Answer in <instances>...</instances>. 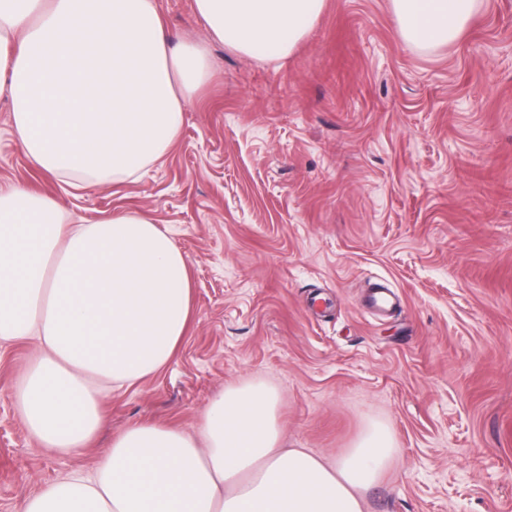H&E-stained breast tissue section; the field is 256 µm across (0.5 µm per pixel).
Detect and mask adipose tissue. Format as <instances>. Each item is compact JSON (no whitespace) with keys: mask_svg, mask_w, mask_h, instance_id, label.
I'll return each mask as SVG.
<instances>
[{"mask_svg":"<svg viewBox=\"0 0 512 512\" xmlns=\"http://www.w3.org/2000/svg\"><path fill=\"white\" fill-rule=\"evenodd\" d=\"M209 34L263 60L290 55L325 0H194ZM402 36L459 38L480 0H392ZM209 78L202 46L173 42L157 0H0V92L30 164L90 189L142 178L176 143ZM54 197L0 186V345L35 344L19 393L39 445L85 448L106 426L105 385L133 384L173 357L194 314L187 260L144 211L69 227ZM397 454L369 426L327 464L282 443L277 393L231 387L197 429L135 423L92 476H69L19 512H362L361 490Z\"/></svg>","mask_w":512,"mask_h":512,"instance_id":"obj_1","label":"adipose tissue"}]
</instances>
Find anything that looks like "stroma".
<instances>
[{
	"mask_svg": "<svg viewBox=\"0 0 512 512\" xmlns=\"http://www.w3.org/2000/svg\"><path fill=\"white\" fill-rule=\"evenodd\" d=\"M210 77L177 143L138 181L93 190L36 171L0 95V185L71 222L139 208L185 255L194 318L174 359L106 399L107 427L62 455L16 392L31 345L0 347V512L114 435L194 430L224 388L279 395L285 442L334 459L373 424L399 450L364 512H512V0H482L455 41L401 35L391 0H325L287 58L209 38L194 0H158ZM399 298L366 302L370 283Z\"/></svg>",
	"mask_w": 512,
	"mask_h": 512,
	"instance_id": "obj_1",
	"label": "stroma"
}]
</instances>
